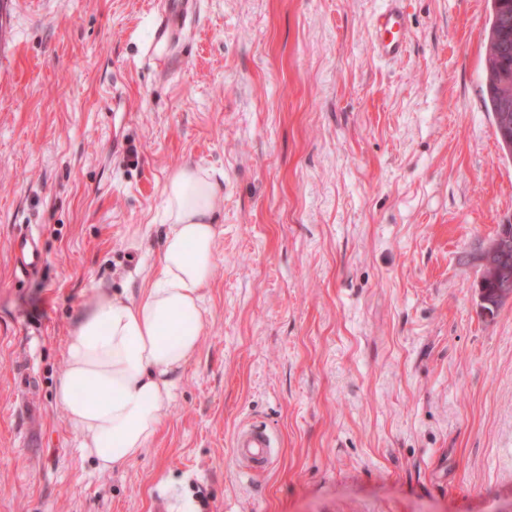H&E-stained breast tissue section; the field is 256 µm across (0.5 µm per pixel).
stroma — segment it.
<instances>
[{
  "instance_id": "35a3bbf8",
  "label": "stroma",
  "mask_w": 512,
  "mask_h": 512,
  "mask_svg": "<svg viewBox=\"0 0 512 512\" xmlns=\"http://www.w3.org/2000/svg\"><path fill=\"white\" fill-rule=\"evenodd\" d=\"M163 2L14 0L0 28V512H512V298L489 318L476 292L512 220L491 0H406L395 61L383 0H197L157 59ZM185 166L222 196L199 349L101 472L54 398L65 346L94 289L140 297ZM251 422L279 445L261 475L232 447ZM384 1V8L375 16L373 22V50L380 58L396 60L404 54L406 49V0ZM14 268L20 273L36 271L42 261V249L38 238L28 235L18 237L13 244Z\"/></svg>"
}]
</instances>
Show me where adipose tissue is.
I'll list each match as a JSON object with an SVG mask.
<instances>
[{"mask_svg":"<svg viewBox=\"0 0 512 512\" xmlns=\"http://www.w3.org/2000/svg\"><path fill=\"white\" fill-rule=\"evenodd\" d=\"M220 184L183 167L166 187L168 230L138 301L103 289L84 303L65 348L56 400L99 471L145 452L203 330L201 292L215 265Z\"/></svg>","mask_w":512,"mask_h":512,"instance_id":"1","label":"adipose tissue"}]
</instances>
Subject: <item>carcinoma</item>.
I'll return each mask as SVG.
<instances>
[{"label":"carcinoma","instance_id":"carcinoma-1","mask_svg":"<svg viewBox=\"0 0 512 512\" xmlns=\"http://www.w3.org/2000/svg\"><path fill=\"white\" fill-rule=\"evenodd\" d=\"M485 81V104L490 112H512V0H492L486 45ZM483 266L489 270L504 267L512 272V249L502 254H484ZM483 288L486 295L482 310L492 316L503 304L499 295L500 285L487 277L484 279Z\"/></svg>","mask_w":512,"mask_h":512}]
</instances>
